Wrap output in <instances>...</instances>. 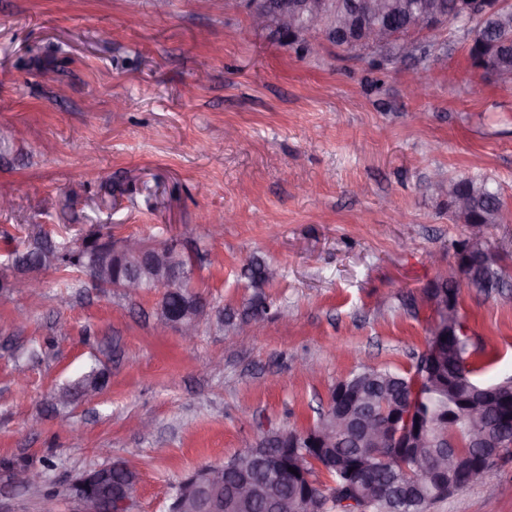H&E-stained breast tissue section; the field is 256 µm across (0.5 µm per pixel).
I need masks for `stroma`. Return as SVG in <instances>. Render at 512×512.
<instances>
[{
  "instance_id": "1",
  "label": "stroma",
  "mask_w": 512,
  "mask_h": 512,
  "mask_svg": "<svg viewBox=\"0 0 512 512\" xmlns=\"http://www.w3.org/2000/svg\"><path fill=\"white\" fill-rule=\"evenodd\" d=\"M416 43L403 56L315 37L301 55L229 0H0V182L15 199L0 274L30 224L75 246L172 241L211 306L189 346L157 332L155 291H63L50 270L40 294L0 290V512H74V480L111 463L138 472L133 512H167L202 465L312 426L352 371L413 369L435 321L424 291L457 275V242L482 237L512 274V221L471 228L435 189L485 176L512 214V90L463 37ZM253 257L279 270L273 310L256 335L217 330L255 293ZM459 302L477 380L512 377V287L464 284ZM94 366L104 390L57 405ZM23 461L43 469V499L9 481ZM496 470L429 512H512V457Z\"/></svg>"
}]
</instances>
